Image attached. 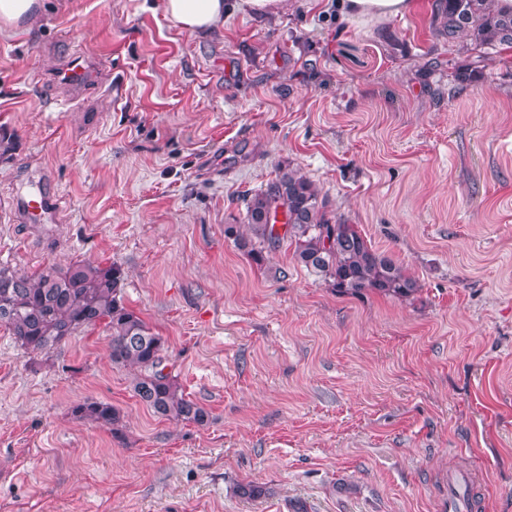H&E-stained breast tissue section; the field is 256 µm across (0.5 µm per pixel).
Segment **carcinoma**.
I'll return each instance as SVG.
<instances>
[{
	"instance_id": "carcinoma-1",
	"label": "carcinoma",
	"mask_w": 512,
	"mask_h": 512,
	"mask_svg": "<svg viewBox=\"0 0 512 512\" xmlns=\"http://www.w3.org/2000/svg\"><path fill=\"white\" fill-rule=\"evenodd\" d=\"M431 26L437 36L474 54L476 64L512 46V13L499 12L492 0H436ZM246 218L243 226L224 225V235L260 267L266 250L286 240L293 260L340 295L374 291L408 299L420 291L417 280L374 248L357 225L332 215L318 186L295 170L280 172L267 190L253 195ZM124 280L121 267L89 261L33 275L0 267V325L33 352L102 325L111 336L112 363L134 370L132 388L142 404L166 419L206 425L207 409L165 371L164 340L126 304ZM71 414L114 431L122 422L111 403L93 398L73 405Z\"/></svg>"
}]
</instances>
